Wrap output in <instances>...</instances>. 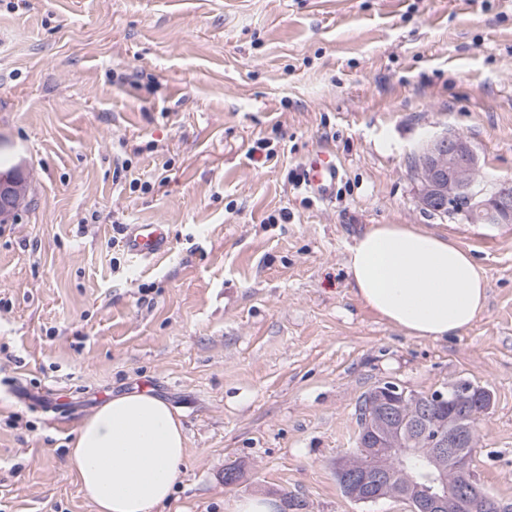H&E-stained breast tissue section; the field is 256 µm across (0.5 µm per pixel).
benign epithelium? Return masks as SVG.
Listing matches in <instances>:
<instances>
[{
	"label": "benign epithelium",
	"mask_w": 512,
	"mask_h": 512,
	"mask_svg": "<svg viewBox=\"0 0 512 512\" xmlns=\"http://www.w3.org/2000/svg\"><path fill=\"white\" fill-rule=\"evenodd\" d=\"M479 159L463 138L446 133L424 142L415 154L414 167L420 183L419 204L424 210L439 212L452 207L460 197L469 198L473 209L471 221L502 224L512 215V181L499 179L478 184ZM25 179L20 170L0 176V222H7L21 202ZM378 403L389 396L393 403L413 409L410 415L396 416L376 410L363 418L357 452L363 456L364 476L345 477L344 496L358 503L380 499L375 489L392 482L391 471L379 448H400L401 463L414 455L407 444L419 439L424 429L434 432L433 448L425 455L422 470L410 475L405 488L395 497L420 508V512H512V502L488 495L471 474L470 456L474 432L480 414L463 411L456 415V425L431 418L418 404V396L387 381L376 389ZM456 476L448 484L447 472Z\"/></svg>",
	"instance_id": "benign-epithelium-1"
}]
</instances>
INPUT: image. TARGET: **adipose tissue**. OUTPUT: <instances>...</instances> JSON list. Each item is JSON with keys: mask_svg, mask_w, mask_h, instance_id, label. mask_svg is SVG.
Masks as SVG:
<instances>
[{"mask_svg": "<svg viewBox=\"0 0 512 512\" xmlns=\"http://www.w3.org/2000/svg\"><path fill=\"white\" fill-rule=\"evenodd\" d=\"M347 269L357 299L413 337L458 334L486 305L482 267L443 232L372 225L351 247ZM186 450L184 426L169 404L132 392L82 422L66 465L95 512H162Z\"/></svg>", "mask_w": 512, "mask_h": 512, "instance_id": "ef3b65f1", "label": "adipose tissue"}]
</instances>
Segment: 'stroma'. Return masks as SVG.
<instances>
[{
  "label": "stroma",
  "instance_id": "obj_1",
  "mask_svg": "<svg viewBox=\"0 0 512 512\" xmlns=\"http://www.w3.org/2000/svg\"><path fill=\"white\" fill-rule=\"evenodd\" d=\"M444 132L512 179V0H0V160L29 186L0 226V512H94L68 448L141 390L187 436L168 512H410L336 483L384 381L489 390L471 467L512 498V223L419 206L413 157ZM322 146L327 203L291 180ZM132 224L167 225L168 256L135 260ZM374 224L472 252L469 328L416 338L356 299L345 259ZM275 502L265 496H250L232 500L224 504L227 512H276Z\"/></svg>",
  "mask_w": 512,
  "mask_h": 512
}]
</instances>
